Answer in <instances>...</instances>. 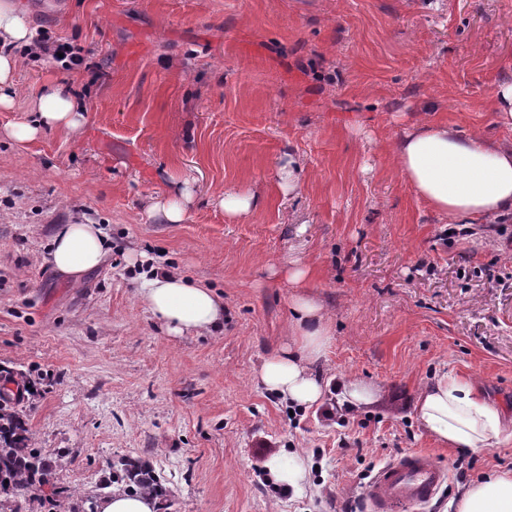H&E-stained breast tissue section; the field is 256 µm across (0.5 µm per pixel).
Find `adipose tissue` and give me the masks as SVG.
<instances>
[{
    "instance_id": "ef3b65f1",
    "label": "adipose tissue",
    "mask_w": 512,
    "mask_h": 512,
    "mask_svg": "<svg viewBox=\"0 0 512 512\" xmlns=\"http://www.w3.org/2000/svg\"><path fill=\"white\" fill-rule=\"evenodd\" d=\"M32 37L14 0H0V109L13 104L19 65L14 49L30 44ZM34 109L33 122L7 125L0 135L28 142L47 128L76 130L84 120L85 107L67 83L49 85ZM394 153L417 198L449 223L487 224L512 217V143L435 121L404 133ZM192 202L193 193L186 186L153 197L147 213L160 224H182L189 218ZM107 247L98 225L66 224L53 237L50 261L58 273L78 282L103 263ZM307 275L300 264L288 270L287 280L297 292L291 298L287 341L264 359L256 373L259 385L301 407L321 403L325 395L327 384L315 367L333 341L323 303L304 290ZM138 295L151 314L177 335L217 329L224 319V305L210 288L189 285L174 272L143 276ZM414 410L420 427L442 445L476 451L512 444V423L467 378L441 373L417 394ZM267 471L275 485L289 491L299 493L308 485L309 466L300 453L271 458ZM456 512H512V470L464 488Z\"/></svg>"
}]
</instances>
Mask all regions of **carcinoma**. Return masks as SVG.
I'll return each instance as SVG.
<instances>
[{
    "label": "carcinoma",
    "mask_w": 512,
    "mask_h": 512,
    "mask_svg": "<svg viewBox=\"0 0 512 512\" xmlns=\"http://www.w3.org/2000/svg\"><path fill=\"white\" fill-rule=\"evenodd\" d=\"M61 466L62 458L52 460L36 447L21 395H0V497L10 501V512H21L22 504L41 496L44 487L53 485L54 471ZM111 468L118 490L167 496L149 462L122 458Z\"/></svg>",
    "instance_id": "cac0c4a2"
}]
</instances>
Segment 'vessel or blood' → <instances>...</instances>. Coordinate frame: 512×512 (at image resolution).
Segmentation results:
<instances>
[{
    "mask_svg": "<svg viewBox=\"0 0 512 512\" xmlns=\"http://www.w3.org/2000/svg\"><path fill=\"white\" fill-rule=\"evenodd\" d=\"M447 468L422 451L406 453L381 467L367 482L371 512H421L448 486Z\"/></svg>",
    "mask_w": 512,
    "mask_h": 512,
    "instance_id": "obj_1",
    "label": "vessel or blood"
}]
</instances>
